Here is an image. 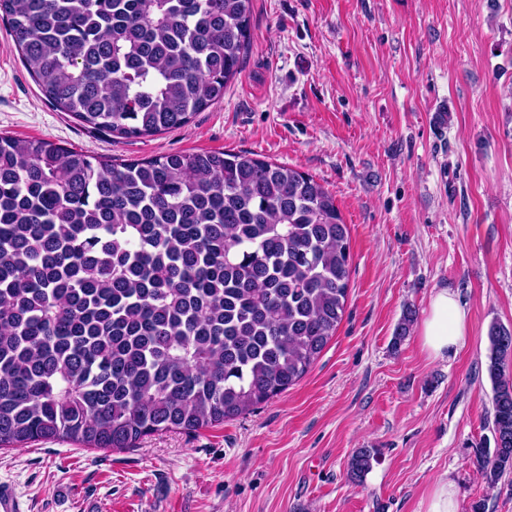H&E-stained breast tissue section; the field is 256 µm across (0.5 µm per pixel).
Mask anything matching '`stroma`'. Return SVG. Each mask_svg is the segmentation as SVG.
<instances>
[{"label":"stroma","mask_w":512,"mask_h":512,"mask_svg":"<svg viewBox=\"0 0 512 512\" xmlns=\"http://www.w3.org/2000/svg\"><path fill=\"white\" fill-rule=\"evenodd\" d=\"M2 132L118 159L232 151L293 167L333 194L353 256L343 320L299 383L130 450H0L25 512H425L442 478L459 512H512V474L491 490L474 464L494 443L488 329L512 328V0H252L223 99L130 139L50 106L0 21ZM446 287L466 338L432 359L418 330ZM359 448L379 456L354 485Z\"/></svg>","instance_id":"1"}]
</instances>
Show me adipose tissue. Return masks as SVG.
I'll return each instance as SVG.
<instances>
[{"instance_id":"1","label":"adipose tissue","mask_w":512,"mask_h":512,"mask_svg":"<svg viewBox=\"0 0 512 512\" xmlns=\"http://www.w3.org/2000/svg\"><path fill=\"white\" fill-rule=\"evenodd\" d=\"M466 319V310L449 289L435 291L420 328L423 349L441 359L457 353L464 343Z\"/></svg>"}]
</instances>
